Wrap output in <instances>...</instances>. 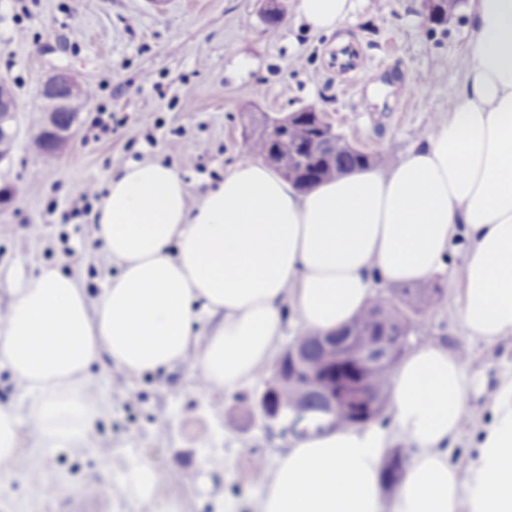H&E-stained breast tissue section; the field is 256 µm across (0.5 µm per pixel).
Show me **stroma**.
<instances>
[{"label":"stroma","mask_w":512,"mask_h":512,"mask_svg":"<svg viewBox=\"0 0 512 512\" xmlns=\"http://www.w3.org/2000/svg\"><path fill=\"white\" fill-rule=\"evenodd\" d=\"M352 2L342 50L310 30L298 0H278L285 15L276 27L265 22L267 0H0V78L17 101L13 148L0 162V304L15 278L44 264L78 275L97 296L120 268L93 234L86 188L105 190L120 168L150 158L176 168L197 194L244 157L261 114L312 106L354 146L406 153L462 85L456 60L471 40L469 6L437 26L426 21L423 0H383L377 9L372 0ZM59 69L93 97L47 163L31 148L43 119L36 92ZM465 246L458 239L437 274L444 296L411 344L465 343L451 281ZM73 249L80 263H71ZM475 352L482 391L465 402L464 444L490 418L498 377L512 369V338ZM89 373L91 432L77 447L47 450L29 421V395L0 364V407L21 420L25 448L0 488V512H69L72 502L91 512H256L252 457L274 463L294 441L261 416L232 418L238 400L258 398L262 380L204 394L182 366L131 376L97 363ZM134 460L162 475L154 502L106 490L104 476L120 482ZM33 470L39 481L29 479Z\"/></svg>","instance_id":"stroma-1"}]
</instances>
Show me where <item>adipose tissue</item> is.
Wrapping results in <instances>:
<instances>
[{"label": "adipose tissue", "instance_id": "adipose-tissue-1", "mask_svg": "<svg viewBox=\"0 0 512 512\" xmlns=\"http://www.w3.org/2000/svg\"><path fill=\"white\" fill-rule=\"evenodd\" d=\"M349 0H299L312 31L334 34ZM464 80L446 117L386 169H353L309 190L240 160L190 196L171 167L145 160L112 175L96 235L121 272L95 297L51 265L10 288L0 362L33 399L43 448L81 445L95 419L94 363L127 374L187 366L199 388L234 391L273 360L291 306L301 329L349 323L377 284L431 279L457 236V284L469 341L512 336V0H472ZM471 362L429 340L392 377L389 427L310 432L266 467L258 512H382L393 437L413 448L391 512H512V370L492 396L466 467L453 453ZM21 422L0 408V485L22 455ZM158 470L133 461L122 493L147 501Z\"/></svg>", "mask_w": 512, "mask_h": 512}]
</instances>
